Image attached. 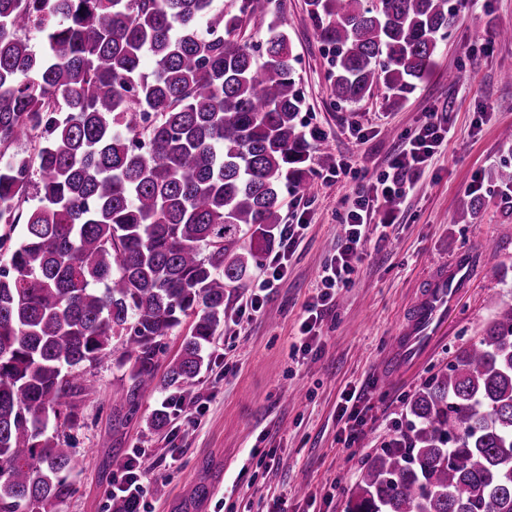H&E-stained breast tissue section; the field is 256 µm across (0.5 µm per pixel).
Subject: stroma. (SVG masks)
I'll use <instances>...</instances> for the list:
<instances>
[{"instance_id":"1","label":"stroma","mask_w":512,"mask_h":512,"mask_svg":"<svg viewBox=\"0 0 512 512\" xmlns=\"http://www.w3.org/2000/svg\"><path fill=\"white\" fill-rule=\"evenodd\" d=\"M292 41L296 77L304 94L302 125L330 132L331 159L346 174L314 173L301 196L286 194L283 221L306 216L308 227L260 313L241 317L248 288L227 289L229 309L204 365L189 389L186 410L156 430L149 426L161 396L143 397L134 417L113 396L122 372L107 361L93 371L95 399L84 401L74 426L65 427L80 454L70 475L72 495L56 512H104L112 479L133 449L151 455L145 484L148 512H346L351 487L363 469L408 422L412 395L457 352L481 335L493 300L512 299V210L504 208L497 168L512 164V41L497 39L512 27V0H469L460 21L417 90L389 99L374 89L360 103L337 105L331 54L319 41L309 0H271ZM447 107L448 147L435 158L415 192L389 221L387 239L336 297L317 327L306 356L292 352L303 306L315 293L322 266L336 251L345 201L363 174L384 170L402 136L424 112ZM482 206L463 215L473 181ZM467 258L473 278L430 351L386 381V357L411 305L436 267ZM356 395L358 417L344 412ZM359 425L353 443L346 428ZM204 482L208 496L190 501L187 486Z\"/></svg>"}]
</instances>
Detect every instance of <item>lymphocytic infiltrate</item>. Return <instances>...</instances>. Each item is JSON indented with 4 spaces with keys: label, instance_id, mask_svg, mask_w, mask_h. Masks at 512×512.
<instances>
[{
    "label": "lymphocytic infiltrate",
    "instance_id": "obj_1",
    "mask_svg": "<svg viewBox=\"0 0 512 512\" xmlns=\"http://www.w3.org/2000/svg\"><path fill=\"white\" fill-rule=\"evenodd\" d=\"M448 144V121L443 113H426L420 125L409 133L398 150L389 158L386 170L370 177L352 195L334 256L322 271L316 293L305 306L306 317L299 327L300 338L315 335V327L335 303L338 290L345 288L368 256L373 240L387 236L385 224L370 225V214L384 208L389 200L406 198L416 187L433 157ZM306 228L305 221L284 225L281 248L269 258L263 278L254 285L248 297L251 312H258L262 300L274 284L284 276L286 262L294 244Z\"/></svg>",
    "mask_w": 512,
    "mask_h": 512
}]
</instances>
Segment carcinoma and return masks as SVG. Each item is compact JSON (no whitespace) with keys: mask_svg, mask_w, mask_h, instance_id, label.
Returning a JSON list of instances; mask_svg holds the SVG:
<instances>
[{"mask_svg":"<svg viewBox=\"0 0 512 512\" xmlns=\"http://www.w3.org/2000/svg\"><path fill=\"white\" fill-rule=\"evenodd\" d=\"M268 2L0 0V226L23 225L0 266V512L71 496L75 453L48 424L77 420L113 341L127 416L144 394L194 383L225 289L274 244L284 194L328 162L300 130L283 25L243 32ZM466 2L310 0L336 102L380 84L396 101L413 93ZM32 28L50 56L30 48ZM496 181L512 208V167ZM189 316L158 375L161 341ZM409 412L346 512H512V302H495Z\"/></svg>","mask_w":512,"mask_h":512,"instance_id":"cac0c4a2","label":"carcinoma"}]
</instances>
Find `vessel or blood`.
<instances>
[{
	"label": "vessel or blood",
	"instance_id": "vessel-or-blood-1",
	"mask_svg": "<svg viewBox=\"0 0 512 512\" xmlns=\"http://www.w3.org/2000/svg\"><path fill=\"white\" fill-rule=\"evenodd\" d=\"M468 265L456 260L440 266L427 287L415 301L407 323L393 342L397 361L416 363L438 334V330L455 300L459 288L465 287Z\"/></svg>",
	"mask_w": 512,
	"mask_h": 512
}]
</instances>
